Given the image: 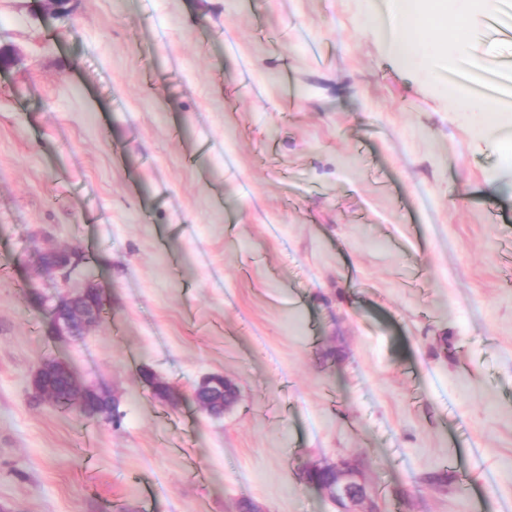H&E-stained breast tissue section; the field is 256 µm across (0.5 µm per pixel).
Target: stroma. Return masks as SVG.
<instances>
[{"label":"stroma","instance_id":"35a3bbf8","mask_svg":"<svg viewBox=\"0 0 512 512\" xmlns=\"http://www.w3.org/2000/svg\"><path fill=\"white\" fill-rule=\"evenodd\" d=\"M0 0V512H512V142L498 82L431 29L419 70L384 0ZM473 88L470 108L448 98ZM75 250L84 341L34 276ZM52 358L120 424L36 395ZM176 386L169 407L141 377ZM239 388L221 418L203 377ZM505 108L503 107L502 103L497 100H491L486 105V112L491 113H500V114H508L510 117H502L500 119H497L494 121L493 124H491L488 127V135L494 138L498 143L501 141H510L505 140L502 137V134L504 131H511L512 127V114L511 112L504 111ZM327 466L334 469L336 479L331 485H321V488L341 509L338 512H377L365 485L351 464L345 465L338 461Z\"/></svg>","mask_w":512,"mask_h":512}]
</instances>
